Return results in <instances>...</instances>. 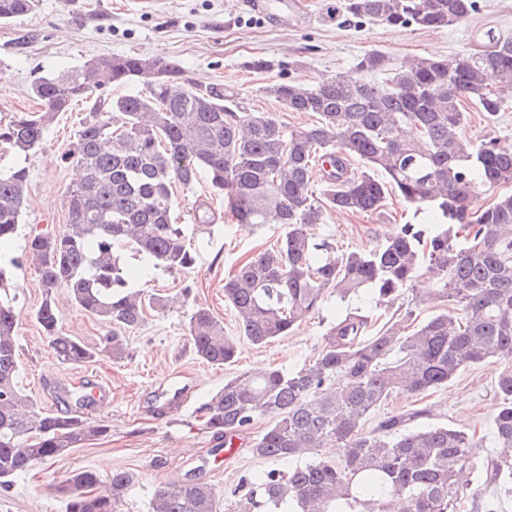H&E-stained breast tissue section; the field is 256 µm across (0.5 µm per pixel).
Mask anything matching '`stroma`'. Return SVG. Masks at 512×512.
<instances>
[{
  "instance_id": "stroma-1",
  "label": "stroma",
  "mask_w": 512,
  "mask_h": 512,
  "mask_svg": "<svg viewBox=\"0 0 512 512\" xmlns=\"http://www.w3.org/2000/svg\"><path fill=\"white\" fill-rule=\"evenodd\" d=\"M266 5V13L259 14L248 10L244 0H39L36 12L0 24V119L38 111L30 86L39 76L75 69L98 56L131 54L177 60L196 84L235 89L251 109L276 112L285 124L302 126L311 122V115L282 111L268 94L269 86L301 76L311 86L352 73L357 58L372 49L386 53L397 67L416 58L472 51L489 32L512 36V0H478L477 13L462 26L394 31L378 23L354 24L341 11L340 0H267ZM274 15L285 16V23H271ZM259 60L264 68H256ZM87 108L81 101L58 114L41 148L29 156L0 147V174L17 164L30 173L17 232L0 243V252L20 259L12 280L15 309L22 314L17 336L23 392L53 410L54 388L73 390L85 380L108 383L112 393L106 405L91 413L108 433L53 465L35 466L0 486V512H65L57 486L80 467L104 477L116 468L137 474L123 512H148L158 486L186 479L211 485L220 512H241V484L257 482L272 464L239 446L229 453L220 451L219 439L197 412L200 404L241 372L260 367L288 371L312 361L326 329L346 310L361 307L383 322L392 312L376 306L367 293L346 302L331 296L291 335L261 346L240 339L235 363L208 364L192 350L187 331L192 308L210 309L225 334L238 336L234 312L224 302V278L240 261L275 243L282 232L278 224L251 231L220 222L213 226L211 240L200 242L192 268L173 274L152 269L133 280V287L144 295H160L168 304L147 310L144 322L128 336L125 359L101 357L82 366L60 363L35 320L44 289L25 250L30 235L61 230L68 222L67 195L77 166L66 154L74 147ZM423 221V214L394 196L374 214L327 215L316 234L338 249L355 250L376 244L397 225ZM56 303L63 332L89 346H101L109 325L72 304L64 291H57ZM501 370L492 360L468 367L424 399L433 410V422L476 432L488 456L496 452L492 424ZM176 381L187 390V402L180 408L165 404Z\"/></svg>"
}]
</instances>
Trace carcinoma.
Masks as SVG:
<instances>
[{"mask_svg":"<svg viewBox=\"0 0 512 512\" xmlns=\"http://www.w3.org/2000/svg\"><path fill=\"white\" fill-rule=\"evenodd\" d=\"M37 6L38 0H0V23ZM343 9L390 27L438 29L466 24L477 0H343ZM355 69L380 80L336 75L312 88L270 86L284 110L315 117L295 128L272 112L250 109L234 90L193 83L173 59L100 56L37 79L30 92L43 110L17 112L0 124V143L16 154L38 149L49 122L73 102L93 103L76 133L83 176L68 192L69 222L28 241L26 257L45 288L35 319L63 364L126 358V334L143 322L145 299L130 288L122 253L166 273L195 264L193 242L218 216L201 202L194 223H176L173 186L191 187L203 169L211 190L224 195L225 219L249 230L271 222L284 227L273 245L224 280V300L251 344L291 334L328 291L344 302L367 290L387 306L427 278L440 288L412 304H452L415 326L408 307L377 331L368 311L353 308L330 325L312 362L225 380L199 406L225 446L267 417L251 439L253 456L276 463L308 457L268 471L248 489L246 503L263 512H459L468 491L464 475L477 473L496 492L471 495L470 512H502V498L512 496V194L482 206L477 200L512 184V143L490 137L473 144L462 102L475 105L487 125L498 122L512 102V37L489 32L473 53L400 68L370 50ZM138 83L143 89L128 90ZM112 88L126 92L93 96ZM351 157L362 167L351 169ZM317 174L318 193L312 190ZM28 181L25 167L0 174V242L17 230ZM393 191L427 223L402 224L375 245L351 251L317 239L314 229L326 213H377ZM18 264L0 253V484L107 434L82 412L86 389L74 393L75 406L57 411L39 408L22 391L9 292ZM59 290L112 325L100 350L62 333ZM188 332L198 358L217 366L235 362L238 340L224 334L209 309L190 313ZM491 359L504 364L496 383L494 457L482 456L473 432L424 423L432 414L426 406L366 427L393 395L423 399ZM326 448L338 455H322ZM135 480L126 469L105 480L91 469L73 470L63 480L66 512H122ZM149 512L220 507L212 486L183 480L156 489Z\"/></svg>","mask_w":512,"mask_h":512,"instance_id":"carcinoma-1","label":"carcinoma"}]
</instances>
